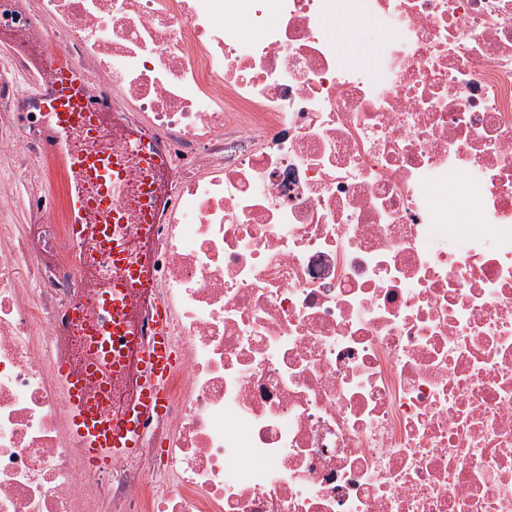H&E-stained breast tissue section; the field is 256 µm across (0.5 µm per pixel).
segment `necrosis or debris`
I'll use <instances>...</instances> for the list:
<instances>
[{
    "mask_svg": "<svg viewBox=\"0 0 512 512\" xmlns=\"http://www.w3.org/2000/svg\"><path fill=\"white\" fill-rule=\"evenodd\" d=\"M242 8L0 0V512H512V0ZM52 46L103 114L66 144L125 155L127 196L160 163L181 350L87 497L53 363L85 362L112 264L67 232Z\"/></svg>",
    "mask_w": 512,
    "mask_h": 512,
    "instance_id": "obj_1",
    "label": "necrosis or debris"
}]
</instances>
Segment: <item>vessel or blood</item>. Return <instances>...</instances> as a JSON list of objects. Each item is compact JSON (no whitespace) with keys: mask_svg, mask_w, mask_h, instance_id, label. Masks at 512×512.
Masks as SVG:
<instances>
[{"mask_svg":"<svg viewBox=\"0 0 512 512\" xmlns=\"http://www.w3.org/2000/svg\"><path fill=\"white\" fill-rule=\"evenodd\" d=\"M83 80L79 69L59 67L52 93L41 102L44 120L56 135L74 127L91 136L99 130L97 113L83 94ZM70 167L69 234L76 240L84 238L89 217H99L98 233L102 239L111 240L112 264L122 272L121 278L96 300L99 320L84 328L89 361L79 370L60 361L53 365L65 403L66 432L78 443L84 467L101 470L134 456L149 421L166 411L178 347L171 334L170 303L151 294L150 259L129 263L120 241L111 238L112 228L127 223L128 208L139 212L142 226L150 225L151 189L143 188L130 206L116 203L115 195L125 176V160L116 153L74 155ZM147 296L153 297L157 315L153 336L146 343L136 327V304ZM106 368L134 386V396L123 415L114 418L105 412L106 402L112 397L111 386H104L97 397L87 390Z\"/></svg>","mask_w":512,"mask_h":512,"instance_id":"b4317fda","label":"vessel or blood"}]
</instances>
